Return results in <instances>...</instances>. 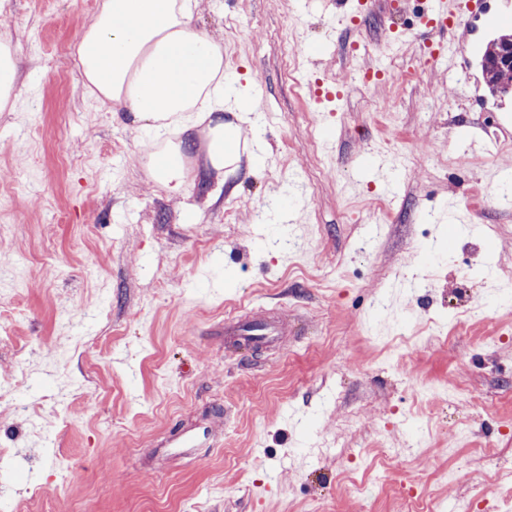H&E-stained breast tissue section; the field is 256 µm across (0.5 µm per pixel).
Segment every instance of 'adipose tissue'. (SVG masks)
Here are the masks:
<instances>
[{
    "label": "adipose tissue",
    "mask_w": 512,
    "mask_h": 512,
    "mask_svg": "<svg viewBox=\"0 0 512 512\" xmlns=\"http://www.w3.org/2000/svg\"><path fill=\"white\" fill-rule=\"evenodd\" d=\"M194 0H101L80 32L74 59L90 95L151 128L161 142L146 167L178 195L188 176L179 135L207 125V158L224 163V50L192 25Z\"/></svg>",
    "instance_id": "adipose-tissue-1"
}]
</instances>
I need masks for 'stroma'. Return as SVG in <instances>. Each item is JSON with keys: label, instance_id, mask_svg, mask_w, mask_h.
<instances>
[{"label": "stroma", "instance_id": "1", "mask_svg": "<svg viewBox=\"0 0 512 512\" xmlns=\"http://www.w3.org/2000/svg\"><path fill=\"white\" fill-rule=\"evenodd\" d=\"M98 4L0 0L18 66L16 108L0 112V252L14 258L0 272V378L16 382L0 387V500L405 512L411 487L420 512L471 506L512 462V150L498 146L512 125L478 111L451 56H421L411 16L374 11L333 34L299 0H197L228 77L263 86L264 158L224 179L192 135L201 183L172 195L140 162L152 134L83 86L74 44ZM366 65L388 80L364 88ZM318 73L341 99L317 97ZM466 133L489 154L466 152ZM381 151L411 163L364 180L358 165ZM493 184L498 197L476 195ZM287 207L298 224L274 218ZM475 301L490 320L454 330ZM259 306L287 313L288 334L240 347L224 322ZM401 336L414 353L398 366L386 351ZM462 383L469 401L415 399ZM326 439L340 442L327 455ZM388 448L402 455L381 484ZM457 468L468 479H441Z\"/></svg>", "mask_w": 512, "mask_h": 512}]
</instances>
